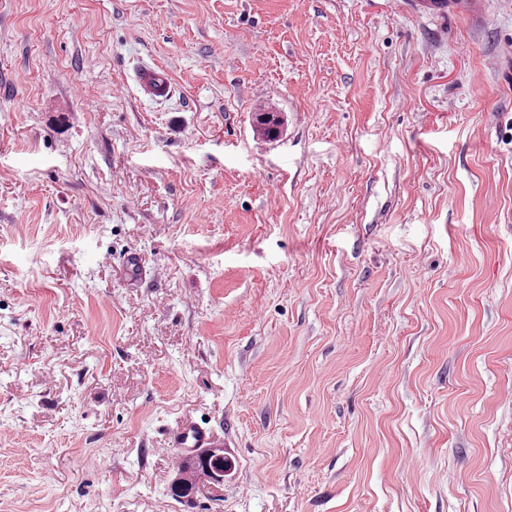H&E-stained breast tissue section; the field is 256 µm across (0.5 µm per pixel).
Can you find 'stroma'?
I'll list each match as a JSON object with an SVG mask.
<instances>
[{"label":"stroma","instance_id":"obj_1","mask_svg":"<svg viewBox=\"0 0 512 512\" xmlns=\"http://www.w3.org/2000/svg\"><path fill=\"white\" fill-rule=\"evenodd\" d=\"M0 512H512V0H0ZM171 440L173 447L177 452L173 458L175 465L179 464L184 453H189L197 448H216L212 459L220 462L219 455L223 454L222 460L227 459L224 456V450L220 445L214 442V436L211 431L193 421H184L172 432ZM183 472L187 476L179 478L170 488L171 495L176 499H190L195 493L199 477L206 476L198 457L187 461L183 466Z\"/></svg>","mask_w":512,"mask_h":512}]
</instances>
